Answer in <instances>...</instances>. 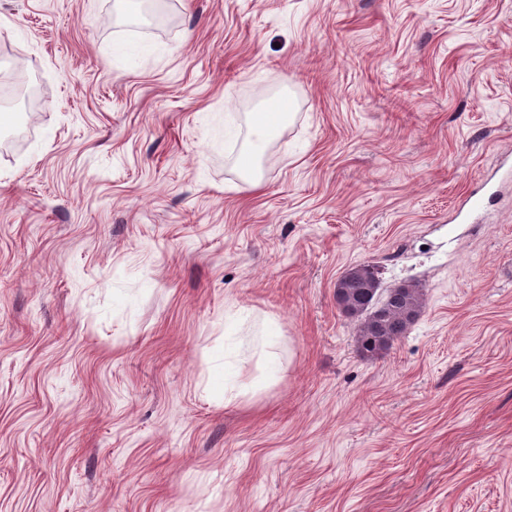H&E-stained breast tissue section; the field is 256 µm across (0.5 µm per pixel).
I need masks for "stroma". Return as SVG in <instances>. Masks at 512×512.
Listing matches in <instances>:
<instances>
[{
	"label": "stroma",
	"mask_w": 512,
	"mask_h": 512,
	"mask_svg": "<svg viewBox=\"0 0 512 512\" xmlns=\"http://www.w3.org/2000/svg\"><path fill=\"white\" fill-rule=\"evenodd\" d=\"M168 9L0 0L34 90L0 129V512H512V0ZM358 264L426 294L375 359ZM289 116L287 103L277 98L265 102L262 112L252 113V138L239 163L242 171L248 176L246 183L250 187H257L260 184L254 175L256 159L264 153L267 142L278 132Z\"/></svg>",
	"instance_id": "35a3bbf8"
}]
</instances>
